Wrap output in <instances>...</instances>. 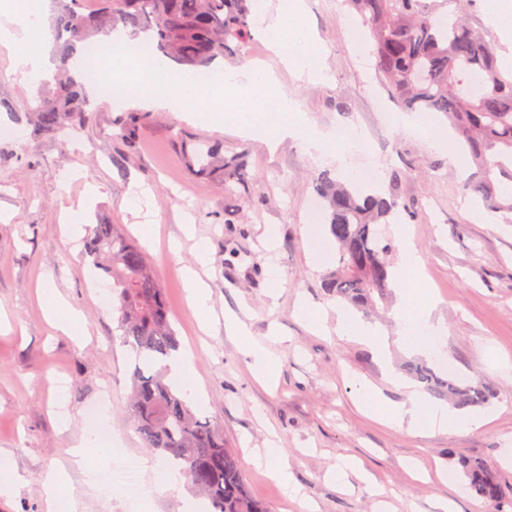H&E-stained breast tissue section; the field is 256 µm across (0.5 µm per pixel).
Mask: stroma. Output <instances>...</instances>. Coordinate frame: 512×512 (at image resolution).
I'll return each mask as SVG.
<instances>
[{
	"mask_svg": "<svg viewBox=\"0 0 512 512\" xmlns=\"http://www.w3.org/2000/svg\"><path fill=\"white\" fill-rule=\"evenodd\" d=\"M342 0H306L300 44L316 39L324 79L296 80L267 48L262 34L225 66L262 64L280 78L310 123L335 133L359 132L364 154L344 142L343 162L318 156L302 137L269 146L265 136L246 135L231 126L213 127L197 115L149 109L135 148H128L115 121L133 104L115 109L103 97L92 101L85 124L65 135H42L6 104L33 101V78L16 68L0 45V311L9 326L0 331V448L12 454L23 478L19 491L0 499V512H46L41 477L65 463L91 422L88 410L103 387L112 417V455L138 460L147 452L125 416L134 353L123 346L111 308L100 301L94 283L101 273L83 258L79 239L67 230L63 211L78 201L87 184L98 185L89 224L108 222L139 245L151 260L167 294L171 322L181 348L191 349L203 399L194 408L224 432L239 458L253 498L270 512H512V381L491 364H512V223L476 211L461 190L472 172L467 153L456 149L439 113L429 121L438 136L424 142L397 125L399 102L379 80L369 45L355 46V33ZM208 139L225 153H245L254 183L246 194L228 199L222 182L191 172L194 141ZM384 172L380 188L399 200L416 202L414 218L383 225L395 238L393 262L412 243L424 263L417 287L393 288L370 324L389 345L393 374H386L369 348L335 334L339 307L321 286L336 253L324 225L309 223L318 200L314 179L324 170L354 169L361 160ZM235 207L234 223L224 211ZM406 229L407 241L397 238ZM209 255L199 274L207 284L214 318L201 323L193 313L183 269L195 265V246ZM281 278L271 289L269 267ZM60 293L84 319L88 334L76 340L46 315V292ZM433 297V321L444 326L440 354L430 367L469 383L478 379L495 391L484 427L433 429L418 436L380 424L364 414L358 392L368 381L395 401L405 398L397 380L415 352L398 342L392 312L416 307ZM327 311L328 333L303 317L302 307ZM246 324L248 338L228 335L226 315ZM256 343L277 359L274 380L252 374L245 342ZM66 375L63 395L53 382ZM287 459L298 499L256 467L253 456L269 446ZM353 460L362 478L340 484L337 464ZM487 462L504 488L500 503L472 494L463 474L465 461ZM107 463L89 452L83 468L70 471L69 488L81 512H130L121 487L104 494L96 476ZM144 512H188V487L161 493L162 468L141 471Z\"/></svg>",
	"mask_w": 512,
	"mask_h": 512,
	"instance_id": "35a3bbf8",
	"label": "stroma"
}]
</instances>
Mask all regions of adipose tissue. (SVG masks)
Segmentation results:
<instances>
[{
	"label": "adipose tissue",
	"instance_id": "ef3b65f1",
	"mask_svg": "<svg viewBox=\"0 0 512 512\" xmlns=\"http://www.w3.org/2000/svg\"><path fill=\"white\" fill-rule=\"evenodd\" d=\"M52 0H8L5 9L6 24L0 26V44L9 47L16 64L28 73H42L50 65L51 33L47 18ZM303 12L301 0H283L276 17H269L265 5H258V27L274 30L270 49L275 56L299 78L317 80L322 75L321 60L316 50L298 52L294 46L292 28ZM431 305L412 312L395 309L393 318L400 327L399 339L403 347L438 354L441 328L431 320ZM407 400L395 403L385 398L374 386L361 384L359 391L370 407L379 409L381 419L388 425L419 434L430 426L447 425L450 416L441 406L426 407L413 385L405 387Z\"/></svg>",
	"mask_w": 512,
	"mask_h": 512
}]
</instances>
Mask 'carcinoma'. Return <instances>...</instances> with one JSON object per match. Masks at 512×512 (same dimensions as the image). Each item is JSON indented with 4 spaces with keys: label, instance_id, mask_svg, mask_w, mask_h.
Masks as SVG:
<instances>
[{
    "label": "carcinoma",
    "instance_id": "obj_1",
    "mask_svg": "<svg viewBox=\"0 0 512 512\" xmlns=\"http://www.w3.org/2000/svg\"><path fill=\"white\" fill-rule=\"evenodd\" d=\"M58 47L55 90L36 106L3 105L23 112L40 133L57 135L82 125L88 99L72 74L77 47L121 26L148 35L158 52L187 70L200 71L216 59L232 57L252 38V0H99L94 11L80 0H54ZM361 19L377 57V70L393 96L413 112H442L455 128L476 174L462 183L494 214H512V77L497 66L494 43L469 22L437 17L424 0H346ZM202 175L218 177L224 191L236 194L250 183L245 154L226 155L202 143L189 158ZM323 224L336 242V268L323 278L327 294L346 307L373 312L395 286L387 256L393 242L378 225L412 205L393 196L366 192L350 178L330 170L315 179ZM95 267L112 278L115 320L122 344L135 352L131 398L126 416L150 453L177 469L209 501L213 512H268L254 499L222 431L198 417L184 394L154 367L178 348L165 289L141 248L115 224L95 225L87 241ZM403 373L423 390L446 398L458 409L481 407L494 395L490 384H469L436 372L426 363L407 361ZM478 498L500 501L504 490L481 460L463 465Z\"/></svg>",
    "mask_w": 512,
    "mask_h": 512
}]
</instances>
